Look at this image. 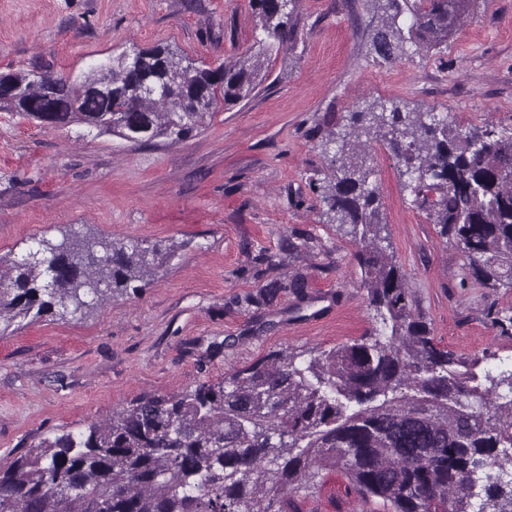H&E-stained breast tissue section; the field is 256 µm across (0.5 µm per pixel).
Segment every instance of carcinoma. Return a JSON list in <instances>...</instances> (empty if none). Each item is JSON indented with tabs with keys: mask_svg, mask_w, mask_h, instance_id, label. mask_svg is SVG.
<instances>
[{
	"mask_svg": "<svg viewBox=\"0 0 512 512\" xmlns=\"http://www.w3.org/2000/svg\"><path fill=\"white\" fill-rule=\"evenodd\" d=\"M297 2L255 0L266 38L233 64L200 68L158 45L80 79L0 73V112L83 124L136 145L182 141L219 101L253 95L265 79L262 55L293 37ZM473 3L412 0L405 29L399 0H385L375 46L389 55L409 39L446 44ZM363 136L404 160L412 191L462 246L475 279L512 288V129L450 130L432 112H357L341 142L334 133L325 142L337 150L324 201L359 235L379 332L303 363L274 351L218 382L141 398L79 433L45 438L0 468V512H283L284 496L327 468L391 512H512V373L479 374V360L440 348L413 309L405 274L382 246ZM150 253L138 242L41 239L0 268V322L89 309L147 275ZM502 383L505 394L496 391Z\"/></svg>",
	"mask_w": 512,
	"mask_h": 512,
	"instance_id": "obj_1",
	"label": "carcinoma"
}]
</instances>
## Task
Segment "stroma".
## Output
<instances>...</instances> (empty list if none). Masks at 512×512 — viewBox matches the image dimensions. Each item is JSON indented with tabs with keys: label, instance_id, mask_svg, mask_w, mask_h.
Segmentation results:
<instances>
[{
	"label": "stroma",
	"instance_id": "1",
	"mask_svg": "<svg viewBox=\"0 0 512 512\" xmlns=\"http://www.w3.org/2000/svg\"><path fill=\"white\" fill-rule=\"evenodd\" d=\"M291 25L252 98L180 143L139 146L0 112V262L67 232L157 250L136 289L75 316L16 318L0 336V467L139 398L222 380L273 351L303 360L375 335L357 240L322 200L333 179L323 143L353 112L393 103L452 127H512V0H476L448 43L388 57L374 46L373 0H299ZM262 37L251 0H0L1 73L76 77L156 45L215 66ZM366 165L389 251L436 343L495 374L512 368V330L487 317L512 316V288L475 279L386 142L368 144ZM263 252L280 265L256 263ZM271 287L269 305L247 304ZM288 512L389 508L325 470Z\"/></svg>",
	"mask_w": 512,
	"mask_h": 512
}]
</instances>
